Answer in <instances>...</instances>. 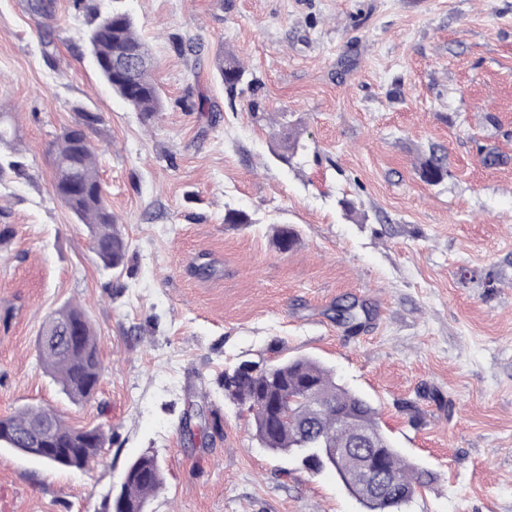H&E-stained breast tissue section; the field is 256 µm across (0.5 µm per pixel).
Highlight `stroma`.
Masks as SVG:
<instances>
[{
  "instance_id": "stroma-1",
  "label": "stroma",
  "mask_w": 512,
  "mask_h": 512,
  "mask_svg": "<svg viewBox=\"0 0 512 512\" xmlns=\"http://www.w3.org/2000/svg\"><path fill=\"white\" fill-rule=\"evenodd\" d=\"M29 3L0 0L18 163L0 174V418L48 407L112 439L82 470L0 447V512H105L147 452L165 475L149 512H368L334 471L264 448L219 384L239 361L300 355L367 396L432 474L407 512H512V0H51L42 26ZM115 7L152 54L164 109L148 120L84 41ZM175 34L200 52L178 54ZM223 50L257 81L232 99ZM190 90L216 111L182 108ZM81 110L103 117L100 175L128 241L114 272L54 191L49 146ZM281 115L305 145L287 164ZM433 149L436 185L416 170ZM228 208L250 223H225ZM279 225L299 238L285 253ZM349 298L370 310L353 331L335 319ZM68 304L104 366L82 402L36 348ZM201 394L211 420L190 439ZM419 176L428 184H438L448 177V165L443 155L437 154L434 150L421 159L419 165Z\"/></svg>"
}]
</instances>
